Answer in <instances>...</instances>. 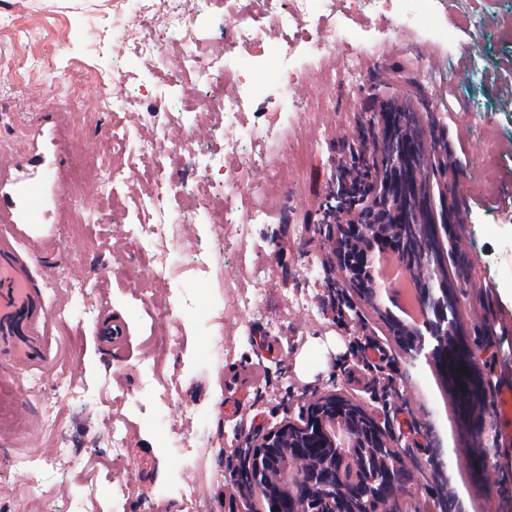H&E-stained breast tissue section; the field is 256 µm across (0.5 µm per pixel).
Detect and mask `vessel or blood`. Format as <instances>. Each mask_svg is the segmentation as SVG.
<instances>
[{
	"mask_svg": "<svg viewBox=\"0 0 512 512\" xmlns=\"http://www.w3.org/2000/svg\"><path fill=\"white\" fill-rule=\"evenodd\" d=\"M53 127L31 133L26 148L0 156V224H43L63 201L55 186ZM41 243L0 237V379L41 372L54 362L50 306L34 282Z\"/></svg>",
	"mask_w": 512,
	"mask_h": 512,
	"instance_id": "b4317fda",
	"label": "vessel or blood"
}]
</instances>
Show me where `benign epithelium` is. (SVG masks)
Segmentation results:
<instances>
[{
	"label": "benign epithelium",
	"mask_w": 512,
	"mask_h": 512,
	"mask_svg": "<svg viewBox=\"0 0 512 512\" xmlns=\"http://www.w3.org/2000/svg\"><path fill=\"white\" fill-rule=\"evenodd\" d=\"M368 123L370 136L347 144L348 159L338 164L328 195L334 262L349 287L373 301L383 287L374 275L376 252L398 257L417 284L424 319L419 328L394 323L392 334L411 356L444 363L463 415L481 432L484 423L474 411L485 392L470 348L459 344L454 295L445 281L433 285L441 252L427 191L443 175L441 144L426 150L425 139L407 131L409 119L395 108L373 113ZM243 460L269 512H382L403 470L374 414L334 393L310 403L303 423H278L246 449Z\"/></svg>",
	"instance_id": "obj_1"
}]
</instances>
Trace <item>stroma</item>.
Returning a JSON list of instances; mask_svg holds the SVG:
<instances>
[{"mask_svg":"<svg viewBox=\"0 0 512 512\" xmlns=\"http://www.w3.org/2000/svg\"><path fill=\"white\" fill-rule=\"evenodd\" d=\"M117 0H0V151L20 149L43 117H50L60 143L58 191L66 202L42 225L45 250L37 277L52 306L73 312L68 325H53L56 365L92 392L58 406L59 430L71 461L55 473L41 496L28 494L29 467L47 448L40 429L39 401L53 396L41 384H0L22 392L25 425L0 447V512H189L181 488L194 479L207 512H268L263 499L243 483V450L269 427L299 421L318 395L335 391L374 412L392 437L404 466L397 497L400 512H439L454 491L451 512H512V414L494 395L512 388V0H436L430 17L412 35L392 34L393 15L370 19V32H356L337 45L334 64L343 68L362 53L359 87L327 91L320 73L295 90L300 102L317 104L319 126L306 167L285 176L273 205L272 223L256 225L252 241L270 269L261 300L240 309L224 286L238 247L213 250L191 239L184 224L169 228L174 258L168 278L151 293L123 267L140 261L145 240L116 241L125 211L151 189L148 176L104 186L100 210L77 206L70 179L73 150L107 148L117 125L131 138L148 137L164 123L162 113L141 119L104 108L96 113L45 114L34 88L71 92V76L84 88L112 96V73L131 77L124 91L146 96L162 71L157 62L118 58L112 45ZM439 63L437 87L420 84L411 49ZM257 56L273 88L254 97L248 121L281 125L287 97L269 48L239 46ZM395 103L409 111L416 128L448 147V184L434 186L431 202L462 212L458 224H441L438 238L445 265L458 290L465 339L488 397L481 409L482 434L471 433L454 395L426 359H411L390 336L384 315L399 317L391 290L369 306L338 285L328 265L326 195L343 157L338 134L357 137L368 110ZM306 225L296 234L295 225ZM111 268L101 275L100 266ZM190 289L199 314L184 316L173 330L177 349L155 356L144 346L156 327L155 313L168 296ZM306 308H298L296 295ZM111 310L130 328L125 347L108 355L98 346L96 322L81 314L84 298ZM256 369L242 415L224 417V381L240 368ZM123 419L122 445L128 467L109 469L110 446L102 439L107 416ZM196 449L181 453L183 435ZM96 494L85 498L87 484Z\"/></svg>","mask_w":512,"mask_h":512,"instance_id":"obj_1","label":"stroma"}]
</instances>
